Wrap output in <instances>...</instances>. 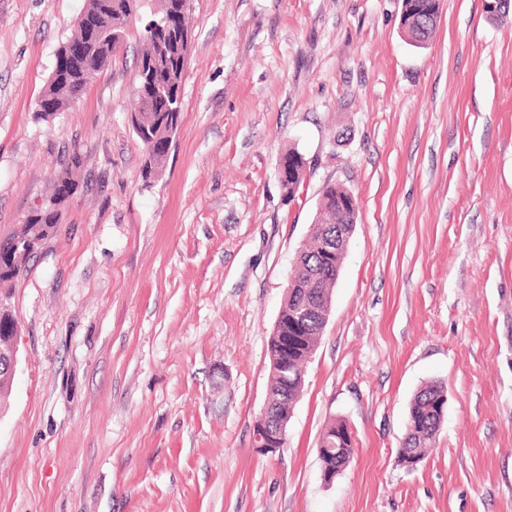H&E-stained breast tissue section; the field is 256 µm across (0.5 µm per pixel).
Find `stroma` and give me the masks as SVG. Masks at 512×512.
I'll return each mask as SVG.
<instances>
[{
	"mask_svg": "<svg viewBox=\"0 0 512 512\" xmlns=\"http://www.w3.org/2000/svg\"><path fill=\"white\" fill-rule=\"evenodd\" d=\"M85 0H0V237L80 186L0 290L20 329L0 413V512H512V20L442 0H191L182 112L146 179L139 40L79 101L36 113ZM306 160L285 201L278 164ZM358 200L286 443L253 423L268 341L321 189ZM447 393L398 458L410 401ZM352 457L324 482V425ZM405 2L402 10V24L408 32L411 40L417 42L427 43L433 34L438 17L440 15V1L437 0L436 7L433 11L421 12L420 6H423L421 1L403 0ZM428 17L430 22H425L420 28L421 19ZM82 166V159L78 152H73L66 167L55 179L53 190L46 204L39 211L30 214L25 224L12 236L1 239L4 243L15 241L17 238L24 240H46L53 234L59 222V208L62 203L75 193L78 182L76 171ZM445 393L444 387L438 382H429L422 386L411 401L406 422V430L410 427L409 436L399 449L405 452V448L413 451L414 455L423 459L429 448L435 442L443 417L444 409L441 408ZM403 454L400 456L402 465L413 468L417 461L415 456Z\"/></svg>",
	"mask_w": 512,
	"mask_h": 512,
	"instance_id": "1",
	"label": "stroma"
}]
</instances>
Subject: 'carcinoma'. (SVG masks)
I'll use <instances>...</instances> for the list:
<instances>
[{
    "label": "carcinoma",
    "mask_w": 512,
    "mask_h": 512,
    "mask_svg": "<svg viewBox=\"0 0 512 512\" xmlns=\"http://www.w3.org/2000/svg\"><path fill=\"white\" fill-rule=\"evenodd\" d=\"M185 0H86L82 16L92 15L99 25V34L91 38L82 25L70 41L87 43L88 55L84 61L67 62L63 45L55 55V62L40 98L53 103L51 113L62 112L78 100L85 90L98 78L121 49L130 31L137 32L143 44L136 61L135 95L137 112L131 122L137 136H147L148 146L146 171L159 177L166 168L169 145L177 130L176 115L182 111L181 87L184 78L182 56L179 45L163 36L162 27L171 21L188 26V16L183 14ZM419 0H405L402 24L411 40L427 42L433 34L440 7L423 12ZM283 175L280 179L287 199L295 198L304 179L305 159L295 149L285 152L280 160ZM82 166L78 152H73L66 167L55 179L53 190L46 204L30 214L25 224L12 236L3 239L9 243L18 238L44 241L53 234L59 219L62 203L75 193L78 182L76 171ZM309 242L301 250L295 266V276L305 295L313 299V309L304 325L301 344L286 354L276 340L270 336L268 353L271 381L269 403L274 414L284 418L303 391L305 374L302 366L308 362L315 350L325 326L324 312L331 301L336 279L327 275L333 265L325 262V246L329 245L337 257H345L348 239L339 237L345 223H356L336 214V184L328 183L322 188L319 212ZM444 387L437 382L422 386L411 401L406 425L410 427L404 447L422 458L435 442L443 417L442 401ZM349 427L342 421L328 424L322 433L319 447L341 448L349 457L353 441L344 439Z\"/></svg>",
    "instance_id": "obj_1"
}]
</instances>
